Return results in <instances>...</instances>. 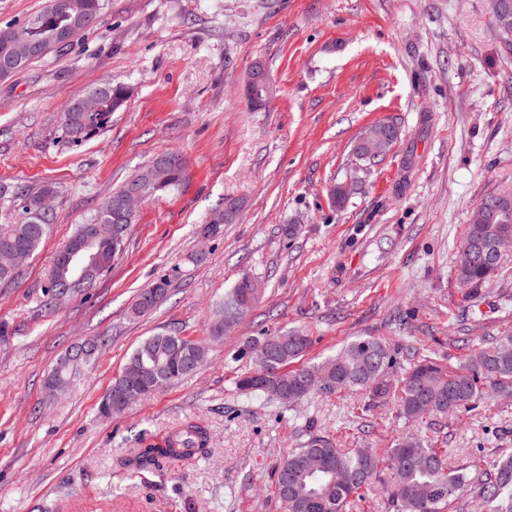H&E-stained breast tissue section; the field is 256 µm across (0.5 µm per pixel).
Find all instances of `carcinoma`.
<instances>
[{"mask_svg":"<svg viewBox=\"0 0 512 512\" xmlns=\"http://www.w3.org/2000/svg\"><path fill=\"white\" fill-rule=\"evenodd\" d=\"M100 20L99 0H49L46 9L25 23L0 30V78H7L23 70L34 61L31 44L45 43L49 53L68 46L79 34L91 29ZM129 91L121 84L104 82L86 95L82 108L72 101L61 113V136L79 143L103 129L112 113L127 102ZM354 152L362 160L373 161L382 155L379 147H371L359 138ZM185 180V166L172 151L158 155L151 164L142 167L125 181L135 185L141 195L149 199L179 188ZM47 191L57 192L52 184L33 189L18 183L5 190L4 197L16 212L11 224H0V243L35 253L52 230L53 213L42 206ZM123 189L112 197L90 219L92 224H113L123 204ZM468 225L464 250L458 267V279L466 287H477L497 270L500 258H485L480 249L467 251L471 244H480L500 234L512 236V194L489 195L477 206ZM224 224V211H214L201 225L199 235L209 240L218 235ZM128 229L121 221L119 239L100 247V260L94 274L99 281L112 269L119 255ZM73 276L58 265L49 263L44 284V306L52 308L59 300L64 282ZM247 274L242 275L224 292L219 304L215 337L235 328L259 301L258 280L249 288ZM169 282L160 280L144 289L130 309L134 318L149 313L159 299L167 294ZM311 338L302 332L289 330L269 333L246 342L243 352L255 363L254 372L262 374L266 383L283 391L281 401L294 402L307 394V368L288 369L304 355ZM207 345L173 330L155 333L143 339L129 355L124 370H136L158 375L149 390L138 400H144L160 390L189 376L187 361L204 362ZM323 375L328 389L362 388L376 400H386L393 393L392 359L386 346L375 338H358L346 344L335 355L315 365ZM512 391V336H506L477 349L457 373H448L430 358H423L406 373L397 396L399 414L408 420H417L426 413L423 404L439 411L452 401L468 409L480 398L485 387ZM206 432L194 423H188L163 443H148L134 449L131 464L147 471L160 461L172 458L208 455ZM316 459L322 466L344 477L333 483L322 473L305 471L302 462ZM380 456L371 448L344 451L325 436H314L301 448L283 459L274 473L275 493L283 512H345L351 498L360 495L379 472ZM387 470L390 491L399 512H445L448 505L469 485L479 486L487 512H512V455H505L490 467L475 471L448 468L444 450L432 448L418 439L402 437L387 449Z\"/></svg>","mask_w":512,"mask_h":512,"instance_id":"obj_1","label":"carcinoma"}]
</instances>
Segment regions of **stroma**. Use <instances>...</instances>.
Masks as SVG:
<instances>
[{"label":"stroma","mask_w":512,"mask_h":512,"mask_svg":"<svg viewBox=\"0 0 512 512\" xmlns=\"http://www.w3.org/2000/svg\"><path fill=\"white\" fill-rule=\"evenodd\" d=\"M100 21L67 48L0 79V185L56 186L52 233L22 277L0 285V512H283L273 473L292 449L326 436L385 454L410 436L446 449L452 467L512 454V396L468 411L400 418L364 390H314L286 403L238 389L247 339L298 329V367L363 337L386 343L395 379L429 356L450 372L512 335V247L477 288L457 277L471 215L512 193V42L490 0H100ZM262 65L265 106L244 78ZM129 90L107 126L79 144L60 114L103 81ZM398 137L372 162L353 147L370 126ZM179 152L182 186L143 202L111 272L44 308V268L112 193L160 153ZM357 177L344 206L331 189ZM234 221L197 232L226 199ZM296 225L294 235L285 225ZM265 292L233 330H209L242 274ZM168 279L147 315L130 308ZM176 329L208 342L192 375L112 417L100 401L136 345ZM105 338L76 381L46 379L73 346ZM205 427L207 457L137 472L140 439L184 422Z\"/></svg>","instance_id":"1"}]
</instances>
